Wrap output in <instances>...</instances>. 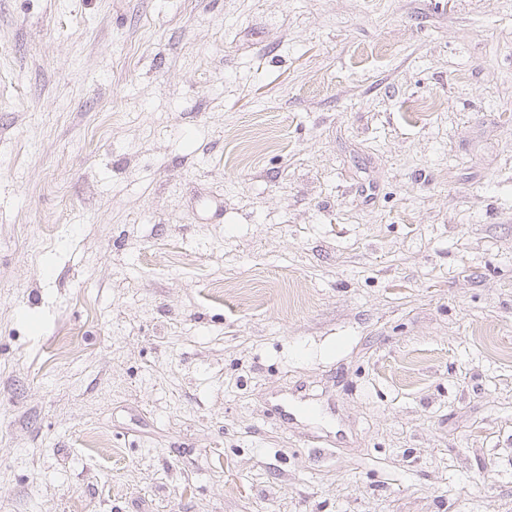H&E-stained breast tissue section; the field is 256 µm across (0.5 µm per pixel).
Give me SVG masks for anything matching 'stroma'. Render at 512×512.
<instances>
[{"instance_id": "1", "label": "stroma", "mask_w": 512, "mask_h": 512, "mask_svg": "<svg viewBox=\"0 0 512 512\" xmlns=\"http://www.w3.org/2000/svg\"><path fill=\"white\" fill-rule=\"evenodd\" d=\"M0 512H512V0H0Z\"/></svg>"}]
</instances>
